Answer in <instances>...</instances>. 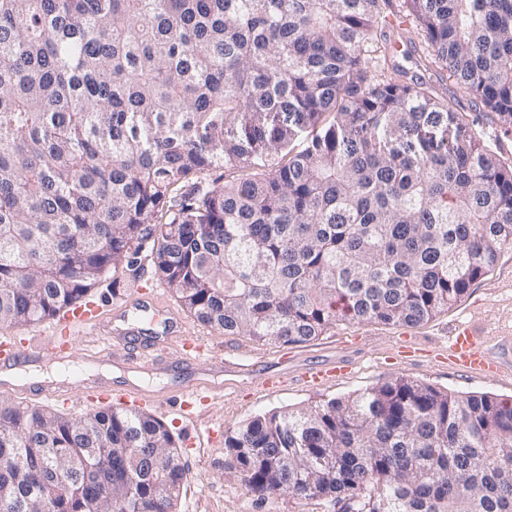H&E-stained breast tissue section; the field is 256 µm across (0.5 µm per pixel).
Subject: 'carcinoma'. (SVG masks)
Here are the masks:
<instances>
[{"label":"carcinoma","mask_w":512,"mask_h":512,"mask_svg":"<svg viewBox=\"0 0 512 512\" xmlns=\"http://www.w3.org/2000/svg\"><path fill=\"white\" fill-rule=\"evenodd\" d=\"M383 0H0V326L57 317L152 240L182 308L226 336L417 326L512 249V165L404 80ZM436 60L512 123V0H406ZM334 122L275 162L296 130ZM247 169L222 185L182 183ZM256 499L342 512H512V400L403 376L224 430ZM160 420L0 399L13 512H173ZM249 171L243 169H224L212 168L206 169L199 173L189 175L185 181V190H189L193 184L201 183L202 185H222L224 181H233L248 177Z\"/></svg>","instance_id":"cac0c4a2"}]
</instances>
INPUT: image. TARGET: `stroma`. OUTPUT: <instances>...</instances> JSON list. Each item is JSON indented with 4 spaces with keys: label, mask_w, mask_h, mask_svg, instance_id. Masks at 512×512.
<instances>
[{
    "label": "stroma",
    "mask_w": 512,
    "mask_h": 512,
    "mask_svg": "<svg viewBox=\"0 0 512 512\" xmlns=\"http://www.w3.org/2000/svg\"><path fill=\"white\" fill-rule=\"evenodd\" d=\"M384 11L404 17L401 25L382 31L384 41L394 48L388 56L389 63L402 66L408 76L433 85L447 96L449 107L462 115L466 135L502 162L511 164L512 123L478 109L469 91L449 78L443 64L428 62L429 49L419 25L406 18L404 0H389ZM140 286L160 288L166 305L178 313L190 330L207 339L215 360L221 361L232 355L252 365L253 371L249 374H215L189 363L174 348L167 351V363L163 368L150 369L126 361L120 347L114 344L107 350L113 388L134 387L166 397L185 386L206 380L236 385L240 392L238 398L214 403L208 409L209 416L223 421L228 427L289 405L343 397L370 387L382 378L398 375L456 393L480 392L503 399L512 397V377H477L449 369L428 356L429 351L447 341L449 329L461 320L473 322L483 332L484 346L492 356L498 351L499 337L512 336V250L503 251L493 270L478 280L460 301L421 325L340 320L317 340L288 346L261 344L245 336H227L198 322L181 308L169 288L164 287L155 272L152 245L148 242L143 243L131 265L103 276L93 298L106 310L131 305L130 319L138 324L147 318L146 313L135 308L136 289ZM405 338L425 350V357L409 362L387 361L386 356L393 345ZM339 354L348 355L354 367L348 375L326 388L309 391L291 386L268 393L251 385L253 373L292 369ZM182 459L187 480L175 512H336L334 505L323 499L299 503L283 496L268 503L256 501L234 470L228 467L223 440L202 443L194 450L184 447Z\"/></svg>",
    "instance_id": "1"
}]
</instances>
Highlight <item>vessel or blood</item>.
Here are the masks:
<instances>
[{"label": "vessel or blood", "instance_id": "b4317fda", "mask_svg": "<svg viewBox=\"0 0 512 512\" xmlns=\"http://www.w3.org/2000/svg\"><path fill=\"white\" fill-rule=\"evenodd\" d=\"M83 331L95 336L97 341L112 340L123 344L129 360L136 363L160 367L168 343H175L190 360L207 361L209 349L202 337L194 335L184 327L164 323V339L145 340L124 334H113L102 320V311L97 303L90 302L70 311L63 319L54 324L50 330L34 337L1 336L0 337V372L17 368L23 360H35L49 357L58 361L69 358L73 334ZM439 359L443 363L456 367L463 372L480 377L512 376V336L503 338L499 344V355L490 358L484 348L479 331L469 322L457 323L449 332L448 342L439 349ZM352 367L351 361L344 358H332L293 371L262 373L257 378L259 387L266 390L283 389L291 385L310 390L323 388L336 378L346 374ZM47 398L62 404L74 401L93 405L159 404L157 395L147 394L138 389L115 390L104 381L94 382L83 387L79 395L57 389H45ZM224 390L220 387L200 383L180 390L169 398L168 404L188 423L200 424L205 409L213 401L223 398Z\"/></svg>", "mask_w": 512, "mask_h": 512}]
</instances>
